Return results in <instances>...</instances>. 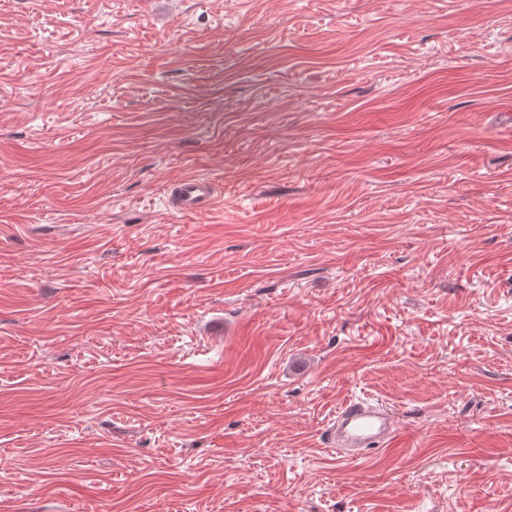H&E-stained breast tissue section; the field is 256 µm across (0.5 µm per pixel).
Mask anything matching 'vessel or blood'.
<instances>
[{
  "mask_svg": "<svg viewBox=\"0 0 512 512\" xmlns=\"http://www.w3.org/2000/svg\"><path fill=\"white\" fill-rule=\"evenodd\" d=\"M166 194L171 209L182 215L213 210L218 200L214 183L200 175H185L171 182ZM397 433V419L389 408L351 399L337 409L325 430V439L341 457L356 460L367 451L393 446Z\"/></svg>",
  "mask_w": 512,
  "mask_h": 512,
  "instance_id": "1",
  "label": "vessel or blood"
}]
</instances>
